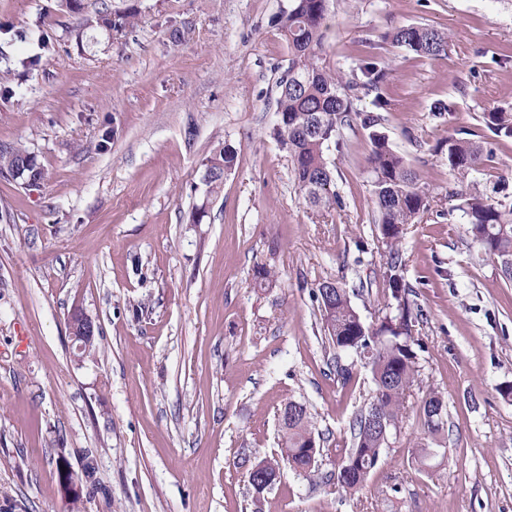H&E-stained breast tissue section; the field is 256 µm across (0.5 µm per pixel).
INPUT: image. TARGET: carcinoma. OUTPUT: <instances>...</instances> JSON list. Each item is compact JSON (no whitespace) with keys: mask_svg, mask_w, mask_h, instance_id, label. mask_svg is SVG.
<instances>
[{"mask_svg":"<svg viewBox=\"0 0 512 512\" xmlns=\"http://www.w3.org/2000/svg\"><path fill=\"white\" fill-rule=\"evenodd\" d=\"M327 2L291 0L288 13L280 20L291 56L276 82L277 120L271 135L291 159L293 181L303 200L316 211L329 212L342 207V199L328 152L341 151V129L358 124L369 131L367 163L372 175L375 225L378 238L388 249L386 274L391 301L384 305L377 323L367 324L342 283L324 280L312 292L328 343L336 351L337 375L349 382L350 368L341 364V354L351 352L364 361L374 384L368 402L350 422L349 452L337 464L336 473L324 481L336 491L357 492L377 467L382 450L389 447L390 437L403 418L405 397L418 384L420 369L412 327L421 309L412 308L411 289L399 274V245L405 226L418 223L431 203L417 171L380 131L384 113L393 106L382 93L389 76L385 63L370 53L347 71L335 72L320 65ZM131 18V14L116 18L100 11L85 19L75 38L82 39L86 28L111 31L125 27ZM383 39L426 58H436L448 49V35L425 25L401 26L385 33ZM371 94L372 109L359 108L358 102ZM483 123L496 138L512 139L511 113L488 112ZM432 151L445 156L449 170L457 175L460 189L451 190V195L461 200L459 210L472 241L498 265L505 279L512 280V174L491 165L493 143L457 133L436 143ZM238 155L232 143L222 141L205 158L201 182L207 193H218ZM0 173L23 182L32 176L43 177L36 158L22 146L0 147ZM420 410L424 432L437 440L444 429L443 396L429 391ZM278 421L281 457L264 458L248 473V483L257 494L274 487L283 464L308 475L319 469L321 436L306 403L288 399ZM66 477L83 484L92 494L98 491L96 463L89 454L80 461L79 470L68 469Z\"/></svg>","mask_w":512,"mask_h":512,"instance_id":"cac0c4a2","label":"carcinoma"}]
</instances>
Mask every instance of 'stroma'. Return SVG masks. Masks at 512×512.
<instances>
[{
    "mask_svg": "<svg viewBox=\"0 0 512 512\" xmlns=\"http://www.w3.org/2000/svg\"><path fill=\"white\" fill-rule=\"evenodd\" d=\"M290 5L81 0L70 12L0 0V70L14 89L0 99V145H24L44 172L33 188L0 175V512H512V399L500 393L512 384V282L481 260L449 194L456 179L432 151L483 130L484 113H512V0H329L323 65L346 70L371 52L388 64L384 131L433 196L400 248L422 311L421 380L358 492L286 466L271 490L248 485L251 465L279 452L288 399L309 406L330 472L373 387L352 355V384L337 377L313 288L343 280L368 323L387 299L367 132H342L344 205L327 215L305 204L271 136ZM104 7L133 25L75 41ZM409 24L446 32V55L384 41ZM43 31L57 53L23 68ZM448 98L454 113L435 119L431 105ZM225 139L239 159L209 196L201 163ZM202 203V222L189 223ZM261 266L275 287H256ZM139 302L149 315L137 320ZM76 308L100 326L94 356L72 344ZM432 389L447 402L444 439L421 462ZM88 452L100 488L76 501L57 467Z\"/></svg>",
    "mask_w": 512,
    "mask_h": 512,
    "instance_id": "stroma-1",
    "label": "stroma"
}]
</instances>
